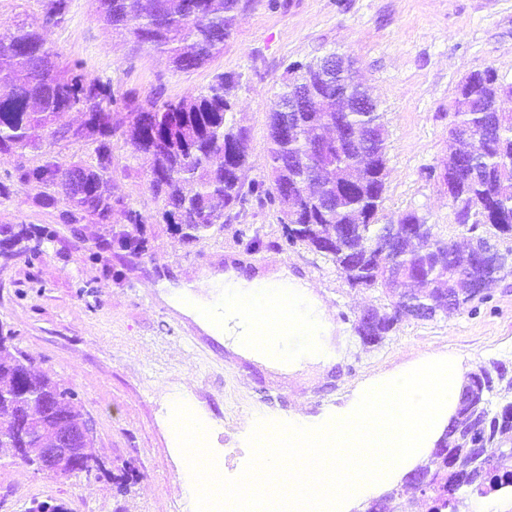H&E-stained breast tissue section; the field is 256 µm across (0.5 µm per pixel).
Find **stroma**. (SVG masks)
Listing matches in <instances>:
<instances>
[{
    "instance_id": "stroma-1",
    "label": "stroma",
    "mask_w": 512,
    "mask_h": 512,
    "mask_svg": "<svg viewBox=\"0 0 512 512\" xmlns=\"http://www.w3.org/2000/svg\"><path fill=\"white\" fill-rule=\"evenodd\" d=\"M44 37L63 62L82 61L90 76L111 79L115 95L140 101L153 93L177 100L217 74H237L235 112L250 130V181L265 174L268 113L287 66L332 51L349 55L388 131L380 223L414 210L457 242L462 230L433 176L453 147L456 89L487 68L512 83V0H242L223 51L188 72L108 33L95 0H71L66 21ZM112 155L113 193L144 212L159 209L124 138L113 139ZM66 206L61 196L44 206L35 189L18 186L0 202V227L49 224ZM146 231L151 249L140 257L104 250L89 259L106 231L88 224L83 239L64 234L35 260L0 259V332L77 391L76 407L94 422V450L104 465L53 480L2 457L0 512H27L35 500L65 502L69 512H194L183 496L185 459L171 430L178 401L206 426L210 448L244 449L256 420L300 415L325 424L367 380L428 355L453 353L466 369L491 360L512 368V272L491 284L479 313L409 321L366 348L354 324L375 305L373 294L350 287L308 249L284 246L275 207L248 206L193 245L166 224ZM229 268L250 276L286 269L308 281L336 324L330 364L272 372L217 342L200 343L198 327L159 297L204 271ZM120 478L129 480L128 494H116Z\"/></svg>"
}]
</instances>
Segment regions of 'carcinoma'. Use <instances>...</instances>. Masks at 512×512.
Instances as JSON below:
<instances>
[{"label": "carcinoma", "mask_w": 512, "mask_h": 512, "mask_svg": "<svg viewBox=\"0 0 512 512\" xmlns=\"http://www.w3.org/2000/svg\"><path fill=\"white\" fill-rule=\"evenodd\" d=\"M43 25L63 24L70 0H38ZM105 29L135 48L165 53L176 71L200 68L224 48L240 0H97ZM305 69L317 91L295 136L276 132L287 116L295 91L283 79L268 113L269 156L283 164L266 178L245 183L250 131L235 117L238 81L218 74L204 88L179 100L152 94L146 104L118 98L109 82L90 78L80 62L63 65L41 35L23 23H0V157L37 153L30 165L20 162L6 179L39 189L51 206L63 190L67 209L55 222L32 234L0 228V257L35 258L65 229L83 238L81 225L103 224L110 238L101 249L133 256L148 251L146 225L168 224L183 242L194 244L215 228L237 219L251 200L275 205L284 241L303 246L330 261L350 285L385 300L370 315L367 336H387L406 321L405 310L423 306L430 320L487 302L486 292L459 287L468 276L485 274L477 257H464L456 244L439 236L415 211L379 223L385 191L387 138L378 107L330 111L336 84H326L312 63ZM457 89L451 134L472 136L490 122L493 108L512 98V84L489 68L473 72ZM128 110L120 125L114 113ZM60 112H79L75 127H55ZM339 127L369 135L362 152L336 142L327 131ZM122 134L130 157L146 167L148 189L162 202L149 215L109 190L112 138ZM80 142L85 155L68 165L44 148ZM448 178L462 185L465 205L455 208L458 225L484 240L512 237L511 224L471 223L469 211L494 197L496 208L512 215V111L499 119L491 137L473 150L463 149L444 162ZM393 265L400 279L385 268ZM0 335V457L29 466L42 448H54L65 428L81 423L74 409L76 392L32 370L34 359ZM435 447L417 466L414 481L389 490L381 512H404V492L428 506L427 512H459L463 500L512 490V370L492 361L465 373L458 409Z\"/></svg>", "instance_id": "cac0c4a2"}]
</instances>
